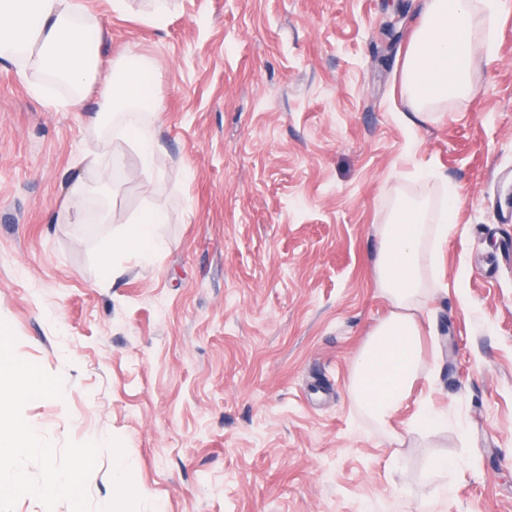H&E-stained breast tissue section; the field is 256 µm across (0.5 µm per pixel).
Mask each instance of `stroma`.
<instances>
[{"label": "stroma", "instance_id": "35a3bbf8", "mask_svg": "<svg viewBox=\"0 0 512 512\" xmlns=\"http://www.w3.org/2000/svg\"><path fill=\"white\" fill-rule=\"evenodd\" d=\"M82 3L103 78L81 109L0 63V358L40 388L10 409L39 446L0 466L27 484L0 512H512V0L477 94L417 125L400 74L425 0H169L159 28L153 0ZM130 54L163 89L149 177L101 113ZM89 152L122 160L110 221L58 223L75 178L103 188ZM451 187L422 370L385 432L349 391L390 311L379 228L404 198L437 219ZM156 209L143 263L122 237ZM52 473L77 497L39 495Z\"/></svg>", "mask_w": 512, "mask_h": 512}]
</instances>
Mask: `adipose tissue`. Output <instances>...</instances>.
Here are the masks:
<instances>
[{"label":"adipose tissue","instance_id":"obj_1","mask_svg":"<svg viewBox=\"0 0 512 512\" xmlns=\"http://www.w3.org/2000/svg\"><path fill=\"white\" fill-rule=\"evenodd\" d=\"M497 12L498 0H426L401 73L411 108L406 122L427 121L435 105L472 96L473 63L492 50ZM100 35V22L80 0H0V59L21 71L34 66L53 76L68 88V105L81 106L84 91L98 79ZM145 69L142 59L127 56L113 72L112 83L114 104L130 113L117 134L136 148L148 176L157 169L164 147L156 122L136 115L142 104L153 115L162 110L159 83H142ZM458 202V191H451L437 224L425 223L419 204H402L381 227L375 270L391 309L364 342L350 377L354 400L377 424H387L401 410L418 378L421 329L416 311L433 293L426 269L448 234ZM166 221V212L147 211L126 229L124 247L141 261H151L159 248L154 228Z\"/></svg>","mask_w":512,"mask_h":512}]
</instances>
